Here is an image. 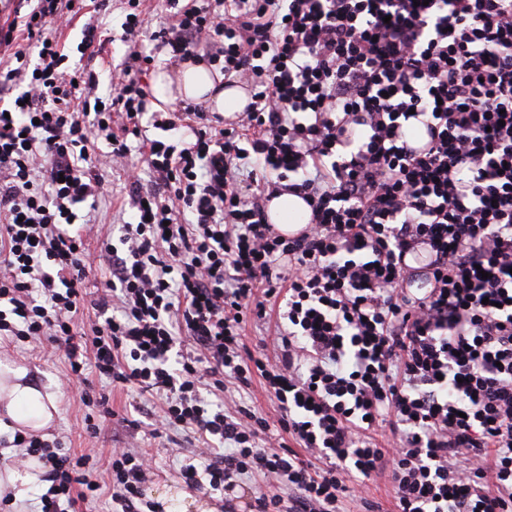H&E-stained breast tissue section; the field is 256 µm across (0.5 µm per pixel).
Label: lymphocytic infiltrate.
<instances>
[{
    "instance_id": "f902f5d3",
    "label": "lymphocytic infiltrate",
    "mask_w": 512,
    "mask_h": 512,
    "mask_svg": "<svg viewBox=\"0 0 512 512\" xmlns=\"http://www.w3.org/2000/svg\"><path fill=\"white\" fill-rule=\"evenodd\" d=\"M168 2L147 52L125 0L103 98L59 41L83 0H0V337L63 350V389L156 397L151 437L209 444L180 475L224 512L245 481L250 512H380L378 478L392 512H512V0ZM159 52L247 104L150 110ZM102 167L129 169L131 219L94 255L76 219ZM288 192L310 220L286 236L268 206ZM256 382L276 420L233 399ZM12 445L42 465L40 512L96 491L61 438ZM155 466L113 449L114 512H161Z\"/></svg>"
}]
</instances>
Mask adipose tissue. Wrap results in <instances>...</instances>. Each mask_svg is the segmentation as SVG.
<instances>
[{"mask_svg": "<svg viewBox=\"0 0 512 512\" xmlns=\"http://www.w3.org/2000/svg\"><path fill=\"white\" fill-rule=\"evenodd\" d=\"M219 73L204 65L183 63L174 72L165 70L154 74L151 87L154 97L162 104L177 101H205L213 111L232 114L242 111L247 103L239 87H222ZM269 219L285 234L298 232L309 220V208L299 197L284 194L273 199L268 208ZM58 413L55 400L37 386L23 367L0 369V415L8 431H42L50 426Z\"/></svg>", "mask_w": 512, "mask_h": 512, "instance_id": "ef3b65f1", "label": "adipose tissue"}]
</instances>
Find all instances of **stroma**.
I'll use <instances>...</instances> for the list:
<instances>
[{
  "label": "stroma",
  "instance_id": "35a3bbf8",
  "mask_svg": "<svg viewBox=\"0 0 512 512\" xmlns=\"http://www.w3.org/2000/svg\"><path fill=\"white\" fill-rule=\"evenodd\" d=\"M120 12V0H87V5L80 18L73 26L61 35L70 53L71 62L80 63L82 67L95 72L99 79V94L105 95L110 91L109 70L113 62L118 61L124 53L120 43L110 41V29L113 21ZM97 26L102 40L94 53L82 56L76 51L81 40V29L85 23ZM127 173L120 169L102 171L101 180L104 193L97 202L95 226L90 234L92 246H99L103 240L112 234L113 224H121L130 218L128 198L125 194ZM0 361L13 362L29 368L30 374L40 385L49 387L58 400L59 415L52 428L53 433L62 436L67 449L72 453L83 454L93 452L97 455V468L94 478L102 490L98 498L79 504L78 512H112L111 492V449L132 443L138 448L155 451L158 446L145 430H129L127 420L141 419L143 411H155L159 408L157 400L150 395L138 394L137 391H122L111 388L105 382L96 380L90 386L91 395L105 394L115 409L123 411L125 422L109 420L100 428L99 437L93 438L85 430L84 417L88 407L84 406L78 393H64L58 385V377L66 370V360L62 351L51 348L19 347L18 344L0 342ZM157 469L150 482L145 486L146 500L162 502L166 512H172L175 505L173 496L176 492L188 491L190 497L204 504L209 512H223L220 496L209 494L203 490L187 489L179 473L180 460L178 457L159 455Z\"/></svg>",
  "mask_w": 512,
  "mask_h": 512
}]
</instances>
